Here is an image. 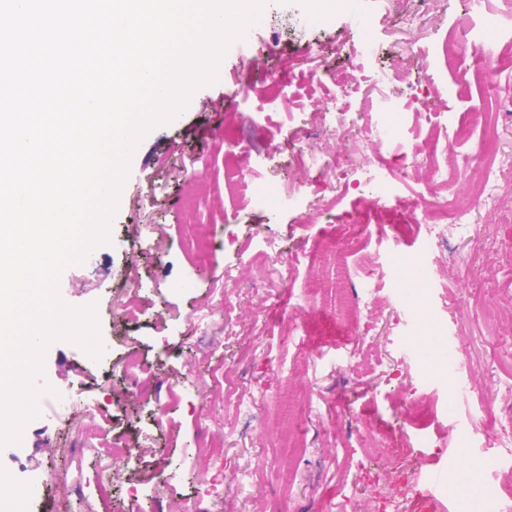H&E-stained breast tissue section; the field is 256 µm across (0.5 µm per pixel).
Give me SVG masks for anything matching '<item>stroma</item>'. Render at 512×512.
<instances>
[{"instance_id":"1","label":"stroma","mask_w":512,"mask_h":512,"mask_svg":"<svg viewBox=\"0 0 512 512\" xmlns=\"http://www.w3.org/2000/svg\"><path fill=\"white\" fill-rule=\"evenodd\" d=\"M417 0H335L324 14L311 0H268L251 26L260 55L232 42L215 83L196 89L187 108L154 127L133 152L121 201L110 224L109 243L88 260L67 268L59 295L69 306L95 305L109 361L94 360L80 346L52 342L40 385L80 392L98 404L100 416L53 410L49 393L38 399L39 417L23 430L21 444L0 447V473L14 493L26 496V512H209L205 495L231 470H253L256 481L224 487L222 512H373L375 487L394 483L386 459L368 463L358 448L376 436L395 442L403 407L414 391L429 393L440 423H453L475 454H491L471 433L473 415L496 390L512 386L503 364L512 346L495 343L478 297H512V257L507 253L477 273L468 270L473 251L454 240L433 252L424 234L403 244L372 238L358 244L344 218L377 214V199L361 178L370 149L359 132L396 112L400 131L412 138L428 131L447 135L450 120L470 117L483 105V87L468 96L448 95L455 72L434 68L433 52L469 16V0H434L420 25L401 16ZM372 54H364L365 46ZM402 71L405 82L375 86L380 68ZM285 85L268 93V73ZM360 77L344 101L345 137L327 133L322 114L336 104L329 73ZM239 143L227 156L225 129ZM326 151L336 167L303 170L300 152ZM248 169L247 188L298 196L294 208H255L224 194L227 163ZM360 179L358 189H336L337 171ZM207 225L212 243L194 252L186 240L193 225ZM298 248L290 270L261 260L267 239ZM137 250H129V243ZM425 253L431 283L407 293L396 251ZM387 298L385 310L364 319L370 294ZM231 303L207 335L192 318ZM458 300L449 315V300ZM136 304L139 319L126 323ZM262 318L260 332L224 339V323ZM371 331H364V322ZM439 325L434 351L419 343L423 323ZM371 342L393 373L352 377L345 366L361 340ZM138 354L150 366L132 383L112 363ZM459 373L449 374V362ZM236 372L253 394L251 414L239 413L224 396L225 371ZM187 382H177L180 374ZM171 407L156 418L158 403ZM124 440L146 434V449L113 463L96 427ZM352 450L344 477L336 475L337 432ZM120 481H113V468Z\"/></svg>"}]
</instances>
